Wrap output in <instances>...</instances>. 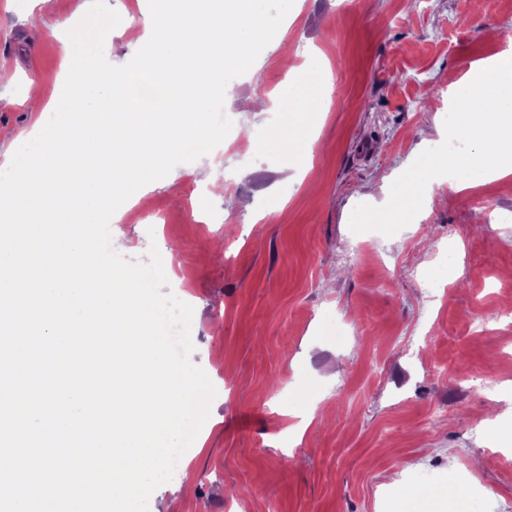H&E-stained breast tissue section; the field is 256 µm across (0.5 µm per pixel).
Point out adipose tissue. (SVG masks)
<instances>
[{
  "label": "adipose tissue",
  "mask_w": 512,
  "mask_h": 512,
  "mask_svg": "<svg viewBox=\"0 0 512 512\" xmlns=\"http://www.w3.org/2000/svg\"><path fill=\"white\" fill-rule=\"evenodd\" d=\"M509 49L501 56L482 63L478 77L470 82L469 103L463 111L460 130L472 144L469 152L445 159L454 172V190L471 185L470 177L483 173L495 178L512 174V29L501 35ZM317 63L292 68L295 84L302 92L289 100L287 110L295 117L321 111L329 102L328 94L318 80Z\"/></svg>",
  "instance_id": "adipose-tissue-1"
}]
</instances>
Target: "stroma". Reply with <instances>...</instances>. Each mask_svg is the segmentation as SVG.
I'll use <instances>...</instances> for the list:
<instances>
[{
  "label": "stroma",
  "instance_id": "stroma-1",
  "mask_svg": "<svg viewBox=\"0 0 512 512\" xmlns=\"http://www.w3.org/2000/svg\"><path fill=\"white\" fill-rule=\"evenodd\" d=\"M84 0H0V155L54 102L67 65L52 35ZM132 24L104 55L129 62L146 0H109ZM286 33L225 90L243 141L262 137L223 191L176 166L111 225L128 260L170 253L165 275L194 309L192 362L210 414L149 512H512V176L476 189L399 194L429 148L469 142L444 125L448 92L503 47L512 0H294ZM322 56L330 102L289 126L290 77L268 65ZM259 95L276 113H244ZM309 156L294 146L307 134ZM498 384L469 389L467 374ZM312 422L295 433L300 413Z\"/></svg>",
  "mask_w": 512,
  "mask_h": 512
}]
</instances>
